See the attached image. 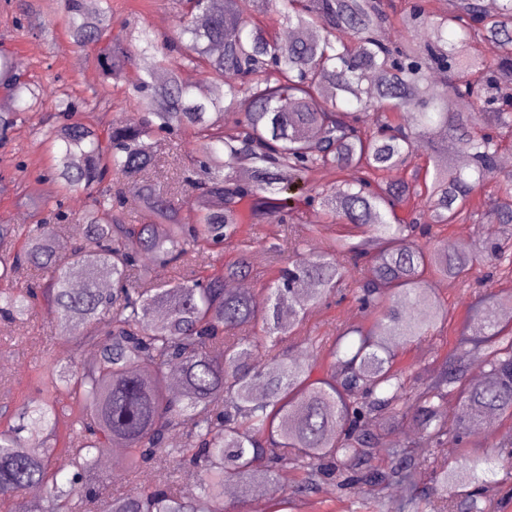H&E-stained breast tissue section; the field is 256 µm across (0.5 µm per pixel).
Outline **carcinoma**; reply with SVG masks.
I'll list each match as a JSON object with an SVG mask.
<instances>
[{
	"label": "carcinoma",
	"mask_w": 512,
	"mask_h": 512,
	"mask_svg": "<svg viewBox=\"0 0 512 512\" xmlns=\"http://www.w3.org/2000/svg\"><path fill=\"white\" fill-rule=\"evenodd\" d=\"M176 2L169 41L135 23L112 34V0L93 10L60 0L71 45L93 51L102 87H125L137 118L102 126L90 119L99 92L80 106L60 93L65 122L49 125L37 118L42 83L0 53V86L17 103L0 111V146L17 123H31L63 195L43 201L34 224H0V319L19 334L38 303L61 342L96 351L42 356L33 376L42 397L0 420V496L41 486L45 512H228L227 481L268 484L292 470L301 478L273 512H298L325 478L382 492L422 464L434 474L426 512H489L480 474L497 462L512 479V448L494 458L475 437L487 414L512 420V325L499 316L512 294L478 295L482 335L458 339L480 348L461 355L482 364L477 374L452 363L411 387L398 349L448 321L429 294L432 278L457 286L483 263L512 270V245L492 231L476 252L417 241L435 225L512 224V178L498 167L512 149V0L492 13L483 0H449L444 10L434 0ZM268 11L301 37L269 32L258 20ZM53 26L39 13L13 22L21 33ZM485 40L498 45L493 62L479 52ZM183 68L206 77L187 84ZM456 98L479 111H454ZM185 129L194 141L171 158L174 186L163 195L153 185L159 136ZM420 148L432 175L404 177ZM351 169L355 179H337ZM314 173L329 181L311 185L304 203L361 234L311 257L296 233L260 294L226 287L250 275L245 226L288 223L298 206L286 193ZM132 205L150 221L127 223ZM71 215L83 232L62 256L55 224ZM226 246L237 257L219 265ZM148 264L172 278L153 281ZM32 268L35 284L22 280ZM348 275L359 276L352 294L372 319L336 328L311 362L292 361L288 340L307 307L347 287ZM59 393L72 404L59 406ZM450 394L462 405L454 420L444 410ZM407 411L428 457L396 445L390 467L373 466L371 450ZM110 444L150 481L100 495L91 479ZM185 468L199 475L191 497L175 481Z\"/></svg>",
	"instance_id": "cac0c4a2"
}]
</instances>
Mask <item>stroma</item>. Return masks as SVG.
Here are the masks:
<instances>
[{
    "label": "stroma",
    "instance_id": "obj_1",
    "mask_svg": "<svg viewBox=\"0 0 512 512\" xmlns=\"http://www.w3.org/2000/svg\"><path fill=\"white\" fill-rule=\"evenodd\" d=\"M114 22L130 20L149 27L157 36L174 37L179 24L172 0H114ZM0 49L7 50L20 70L37 76L43 83L44 112H52L54 98L66 92L85 97L89 89L99 87L101 78L87 51L72 47L63 24H55L51 38L36 35L16 37L11 25L0 16ZM11 145L16 148L18 162L0 161V222L9 224L24 221L32 223L34 211L22 198L33 194L41 199L59 197L57 182L47 172L52 157L44 143L37 139L30 123H19L11 133ZM23 164V171H16V164ZM253 243L248 250L252 274L248 283L252 289L274 279L277 268L272 261L269 246L285 243L288 234L273 224H257L251 230ZM436 294L448 309V321L441 331L435 332L418 343L400 348L402 366L413 383L434 376L444 362L456 361L461 349L456 340L461 330L476 332L479 320L470 308L473 290L469 287L448 286L437 282ZM367 315L353 299L329 301L317 304L307 313L302 327L290 341L291 353L312 354L315 340L332 335L341 324L366 320ZM53 350L59 357L70 354V348L58 341L51 321L43 313H36L26 339H11L8 328L0 324V363L11 364L8 372L0 371V403L9 393L25 389L27 395H35V388L27 384L28 376L46 350ZM432 473L421 466L413 469L411 484H391L382 494H374L363 484L344 490L335 481L319 483L312 494L311 505L303 506L302 512H408L405 503L411 488L429 486Z\"/></svg>",
    "mask_w": 512,
    "mask_h": 512
}]
</instances>
